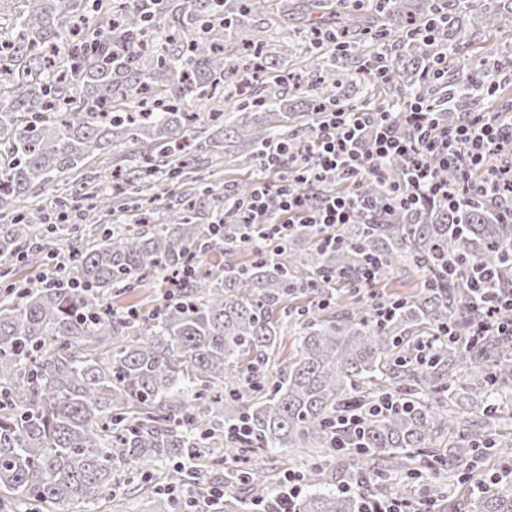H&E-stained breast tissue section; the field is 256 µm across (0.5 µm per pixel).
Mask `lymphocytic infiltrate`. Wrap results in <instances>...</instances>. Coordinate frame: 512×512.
Listing matches in <instances>:
<instances>
[{
	"label": "lymphocytic infiltrate",
	"mask_w": 512,
	"mask_h": 512,
	"mask_svg": "<svg viewBox=\"0 0 512 512\" xmlns=\"http://www.w3.org/2000/svg\"><path fill=\"white\" fill-rule=\"evenodd\" d=\"M408 132L394 129L389 113L337 108L331 122L320 125L318 147L304 161L292 159L287 148L272 150L261 159L263 172L275 174V185H263L237 204L238 221L255 225L266 248L287 242L291 225L334 227L353 223L361 213L395 208L416 209L436 203L452 209L475 198L505 203L504 220L512 222V162L484 169L486 155L512 147V120L498 112H476L454 127L440 124L430 104L417 99L407 106ZM400 158L404 167L381 198L360 193L332 195L319 201L297 193L295 183L330 175L356 184L376 175L377 163ZM458 167L461 176L449 184L444 172ZM477 299L489 305L474 324L475 334L494 330L512 337V320L501 322V311H512V285L484 277Z\"/></svg>",
	"instance_id": "obj_1"
}]
</instances>
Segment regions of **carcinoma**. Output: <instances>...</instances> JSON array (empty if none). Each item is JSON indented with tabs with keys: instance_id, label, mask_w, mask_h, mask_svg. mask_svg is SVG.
Wrapping results in <instances>:
<instances>
[{
	"instance_id": "1",
	"label": "carcinoma",
	"mask_w": 512,
	"mask_h": 512,
	"mask_svg": "<svg viewBox=\"0 0 512 512\" xmlns=\"http://www.w3.org/2000/svg\"><path fill=\"white\" fill-rule=\"evenodd\" d=\"M257 0H0V257L42 262L38 280L5 286L0 304V502L36 512H88L123 493L151 491L150 512H190L203 477L224 472V498L212 512H368L382 505L391 475L425 481L423 502L448 512L444 474L466 485L455 512H512V475L475 485L482 461L512 450L507 406L512 341L470 335L472 268L512 280V223L478 198L453 210L378 211L359 224L323 231L300 226L277 250H254V233L235 210L199 224L179 208L130 231L107 229L97 244H75L72 224L49 228L51 247L17 216L21 197L50 190L124 138H141L171 157L173 172H193L175 157L190 99L210 100L228 82L249 88V64L266 58L246 38ZM512 30V0H385L378 14L336 13V25L307 43L306 68L318 74L313 123L340 102L344 62L377 59V37L392 41L383 82L363 75L364 102L387 96L377 112L403 124L423 98L452 127L487 112L506 93L509 60L487 43L491 29ZM240 39L239 51L224 44ZM475 48L494 58L474 75L462 63ZM445 74L429 77L437 63ZM281 91L253 90L237 104L228 145L245 168L263 152L311 145L288 133ZM260 107L274 125H254ZM367 178L377 197L403 163L379 162ZM339 181L294 185L317 199ZM112 208L106 182L90 195ZM376 262L375 277L363 273ZM192 268L172 296L165 278ZM391 276L406 293L377 291ZM152 289L138 309L114 298ZM393 308L388 316L378 304ZM295 354L282 358L288 324ZM451 330L448 343L419 356L422 342ZM390 397L398 406L378 411ZM360 414L359 428L341 417ZM247 425V434L235 436ZM310 448L294 497L268 456ZM351 485L356 490L343 491Z\"/></svg>"
}]
</instances>
